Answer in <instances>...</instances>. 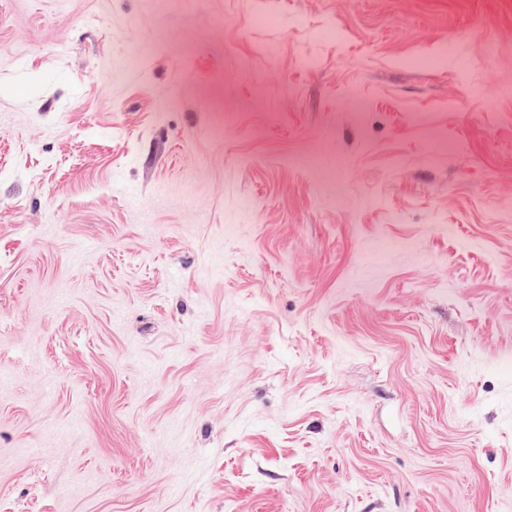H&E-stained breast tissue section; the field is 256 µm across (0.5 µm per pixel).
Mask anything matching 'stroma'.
I'll return each instance as SVG.
<instances>
[{
  "label": "stroma",
  "mask_w": 512,
  "mask_h": 512,
  "mask_svg": "<svg viewBox=\"0 0 512 512\" xmlns=\"http://www.w3.org/2000/svg\"><path fill=\"white\" fill-rule=\"evenodd\" d=\"M0 512H512V0H0Z\"/></svg>",
  "instance_id": "1"
}]
</instances>
